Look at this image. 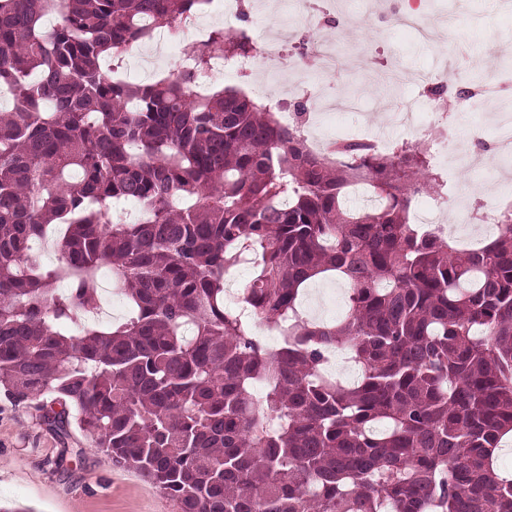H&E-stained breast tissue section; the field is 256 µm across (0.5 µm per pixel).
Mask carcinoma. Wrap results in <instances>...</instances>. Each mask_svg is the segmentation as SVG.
Returning a JSON list of instances; mask_svg holds the SVG:
<instances>
[{"label": "carcinoma", "mask_w": 512, "mask_h": 512, "mask_svg": "<svg viewBox=\"0 0 512 512\" xmlns=\"http://www.w3.org/2000/svg\"><path fill=\"white\" fill-rule=\"evenodd\" d=\"M208 0H0V386L132 468L178 512H512L497 449L512 436V207L477 249L408 222L437 185L427 148L352 144L331 161L229 88L193 94L215 55L251 57L217 28L196 71L135 84L103 67ZM52 12L55 29H44ZM373 202L352 208L349 190ZM132 199L140 222L114 217ZM66 229L59 264L31 240ZM276 327L267 347L224 306ZM109 269L123 322L90 318ZM349 285L344 316L303 317L304 287ZM344 347L353 382L329 375ZM253 273L254 269L251 265H242L230 272L233 277L241 282L240 289L244 288V286L251 280ZM240 289L237 281L233 280L230 282V288L225 290L224 298L230 306H238V293Z\"/></svg>", "instance_id": "1"}]
</instances>
